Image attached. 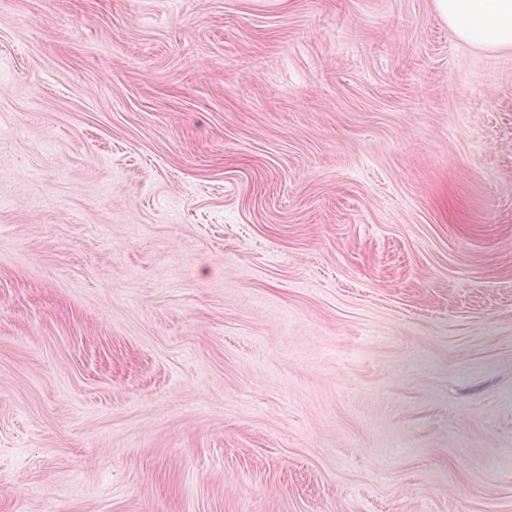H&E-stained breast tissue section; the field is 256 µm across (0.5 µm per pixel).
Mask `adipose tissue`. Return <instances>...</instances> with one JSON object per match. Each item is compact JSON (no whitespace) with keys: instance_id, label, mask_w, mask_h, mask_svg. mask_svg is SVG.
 <instances>
[{"instance_id":"ef3b65f1","label":"adipose tissue","mask_w":512,"mask_h":512,"mask_svg":"<svg viewBox=\"0 0 512 512\" xmlns=\"http://www.w3.org/2000/svg\"><path fill=\"white\" fill-rule=\"evenodd\" d=\"M449 29L477 47L512 49V0H434Z\"/></svg>"}]
</instances>
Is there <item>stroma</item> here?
<instances>
[{
	"mask_svg": "<svg viewBox=\"0 0 512 512\" xmlns=\"http://www.w3.org/2000/svg\"><path fill=\"white\" fill-rule=\"evenodd\" d=\"M0 512H512V49L0 0Z\"/></svg>",
	"mask_w": 512,
	"mask_h": 512,
	"instance_id": "obj_1",
	"label": "stroma"
}]
</instances>
